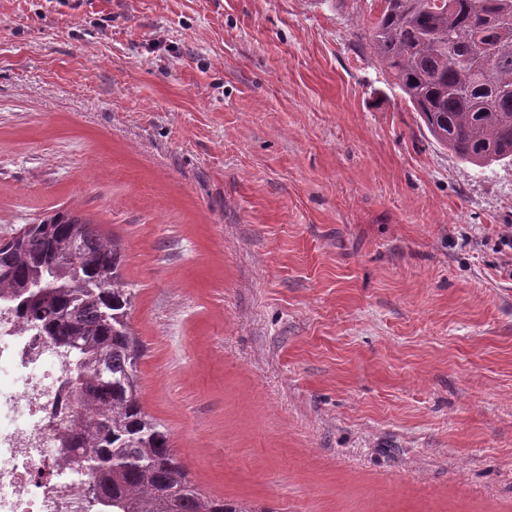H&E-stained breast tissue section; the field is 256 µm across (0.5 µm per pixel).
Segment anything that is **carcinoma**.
I'll return each mask as SVG.
<instances>
[{
  "instance_id": "cac0c4a2",
  "label": "carcinoma",
  "mask_w": 512,
  "mask_h": 512,
  "mask_svg": "<svg viewBox=\"0 0 512 512\" xmlns=\"http://www.w3.org/2000/svg\"><path fill=\"white\" fill-rule=\"evenodd\" d=\"M446 2H371L360 39L437 143L477 167L512 163V0ZM124 261L117 238L69 210L0 241V302L69 355L62 456L97 512H273L205 495L145 412Z\"/></svg>"
}]
</instances>
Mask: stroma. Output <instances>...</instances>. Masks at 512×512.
Wrapping results in <instances>:
<instances>
[{
	"mask_svg": "<svg viewBox=\"0 0 512 512\" xmlns=\"http://www.w3.org/2000/svg\"><path fill=\"white\" fill-rule=\"evenodd\" d=\"M364 0H0V237L125 248L141 397L210 497L512 512V164L438 144Z\"/></svg>",
	"mask_w": 512,
	"mask_h": 512,
	"instance_id": "obj_1",
	"label": "stroma"
}]
</instances>
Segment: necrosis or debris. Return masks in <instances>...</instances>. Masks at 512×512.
I'll return each instance as SVG.
<instances>
[{
	"label": "necrosis or debris",
	"instance_id": "1",
	"mask_svg": "<svg viewBox=\"0 0 512 512\" xmlns=\"http://www.w3.org/2000/svg\"><path fill=\"white\" fill-rule=\"evenodd\" d=\"M67 363L0 306V512H90L86 476L54 449L67 431Z\"/></svg>",
	"mask_w": 512,
	"mask_h": 512
}]
</instances>
